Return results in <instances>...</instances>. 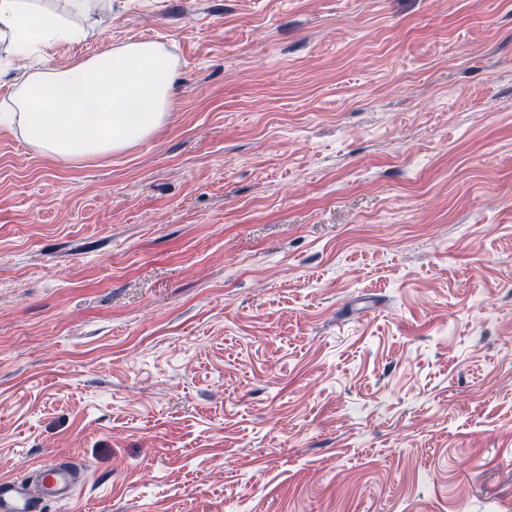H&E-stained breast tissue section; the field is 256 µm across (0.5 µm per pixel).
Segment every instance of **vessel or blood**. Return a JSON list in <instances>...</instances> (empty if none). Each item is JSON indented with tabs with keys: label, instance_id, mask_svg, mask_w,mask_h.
<instances>
[{
	"label": "vessel or blood",
	"instance_id": "obj_1",
	"mask_svg": "<svg viewBox=\"0 0 512 512\" xmlns=\"http://www.w3.org/2000/svg\"><path fill=\"white\" fill-rule=\"evenodd\" d=\"M73 460L44 462L27 477L0 476V512H42L47 502H69L84 479Z\"/></svg>",
	"mask_w": 512,
	"mask_h": 512
}]
</instances>
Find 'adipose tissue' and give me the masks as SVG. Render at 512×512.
Listing matches in <instances>:
<instances>
[{
	"label": "adipose tissue",
	"mask_w": 512,
	"mask_h": 512,
	"mask_svg": "<svg viewBox=\"0 0 512 512\" xmlns=\"http://www.w3.org/2000/svg\"><path fill=\"white\" fill-rule=\"evenodd\" d=\"M91 0H0V38L20 52L47 53L78 40L77 15ZM176 71L154 42L108 45L99 54L67 68L31 74L12 96L13 111L0 124L18 127L25 142L42 156L78 164L128 150L166 121Z\"/></svg>",
	"instance_id": "obj_1"
}]
</instances>
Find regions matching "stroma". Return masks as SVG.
<instances>
[{"label": "stroma", "instance_id": "stroma-1", "mask_svg": "<svg viewBox=\"0 0 512 512\" xmlns=\"http://www.w3.org/2000/svg\"><path fill=\"white\" fill-rule=\"evenodd\" d=\"M150 138L0 126V473L44 512H512V0H101ZM86 469L74 460L43 462L30 476H0V512H41L42 504L69 502Z\"/></svg>", "mask_w": 512, "mask_h": 512}]
</instances>
